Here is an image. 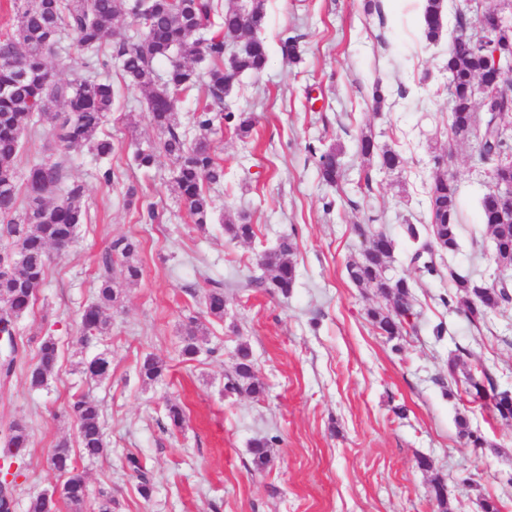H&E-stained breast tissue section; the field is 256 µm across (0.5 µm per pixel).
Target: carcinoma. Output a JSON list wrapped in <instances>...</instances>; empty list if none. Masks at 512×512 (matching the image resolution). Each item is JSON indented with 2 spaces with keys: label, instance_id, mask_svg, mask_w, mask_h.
Returning a JSON list of instances; mask_svg holds the SVG:
<instances>
[{
  "label": "carcinoma",
  "instance_id": "carcinoma-1",
  "mask_svg": "<svg viewBox=\"0 0 512 512\" xmlns=\"http://www.w3.org/2000/svg\"><path fill=\"white\" fill-rule=\"evenodd\" d=\"M16 10L17 23L12 33L0 38V261L14 258L8 273L0 272V321H18L34 306L45 281L48 248L67 246L75 240L85 217L84 187L68 185L55 198L36 193V186L48 182L59 189L64 178V160L33 162L24 177H19L22 137L28 127L48 123L62 148L87 145L99 161L112 156V140L98 137L107 114L112 111L115 90L112 81L101 78V72L121 61V78L126 87L145 93L149 120L160 133L159 147L136 148L134 161L140 167L155 164L157 150L175 162L174 182L179 197L193 223L203 228L210 223L213 208L205 186L224 181V167L211 145L210 134L215 122H235L238 134L247 137L256 121L252 114L225 112L224 98L230 94L243 74L260 75L267 67L269 55L257 33L264 27V0H252L248 6H230L221 21H215L214 0H10ZM131 18L138 27L136 37L115 38L114 20ZM459 28L486 24L498 26V18L484 14L482 5H473V13L456 17ZM423 38L430 44L442 39L444 30L443 0H425ZM74 34L81 50L80 62L73 78L60 81L48 68L46 54L61 43V35ZM282 55L296 60L300 56V36L285 35L281 41ZM489 42L479 38L473 42L454 40L448 47L444 69L450 88L448 133L455 140L472 137L471 114L476 106L475 89L481 81H500L501 75L488 62ZM207 60L205 73L198 72L189 61ZM167 64L166 76L159 79L155 64ZM197 89L212 99L193 116L197 138L190 142L174 122L180 98ZM499 113L486 115L482 132L475 138L478 159L490 163L493 183L512 185V164L500 161V155L512 153V142H502L497 134ZM360 156L377 159L387 170L403 165L401 154L391 148H380L372 137L359 139ZM342 150L331 146L320 152L317 160L320 176L328 186L340 188ZM437 170L428 186L429 222L417 227L406 225L407 236L417 244L413 260L437 252L453 255L459 248L460 218L457 206L458 184L442 170L443 159L435 158ZM481 220L494 242V260L504 267L512 266V197L488 191L481 202ZM359 234L371 240L361 257L347 263L351 282L358 288H372L386 301V306L368 312L371 324L380 334L392 339L402 335L404 324L413 314L411 284L405 278L392 279L385 270L393 259L394 240L383 232L358 228ZM224 233L232 240H248L254 236L247 216L224 224ZM139 243L129 238L112 242L103 261L94 300L79 316V339L88 343L103 335L112 326L109 310L120 294V282L112 276L113 263L120 266L125 282L139 279L141 269L135 262ZM293 244L282 240L277 247L259 255V264L269 276L257 278L259 287L272 288L286 295L295 286L296 268L289 259ZM453 291L448 306L464 314L473 328L480 332L491 314L512 303L506 288H494L483 279L461 276L448 269ZM205 313L224 318V288L215 283L205 296ZM198 318L190 317L180 355L194 359L199 352ZM58 341L49 336L37 344L36 361L29 367L28 381L32 388L47 387L55 377L60 362ZM112 360L105 352L85 363L84 373L92 380L108 378ZM164 364L152 355L139 365L140 377L149 382L158 380ZM465 393L491 394L494 414L512 420V397L497 392L494 378L481 363L466 375ZM230 389L258 394L262 386L255 380L249 348L240 345L231 378ZM64 412L75 422L77 447L89 458L107 452L101 424V410L86 396L70 401ZM458 433L475 448L485 445L484 438L470 429L466 419L457 421ZM30 446L26 425L14 422L9 427L0 454L12 458L22 456ZM253 463L261 469L271 462L268 443L256 441L252 448ZM51 468L63 477L64 493L55 498L44 489L33 495L30 512H59V502L72 509L82 507L87 497V482L66 442L52 449ZM128 467L139 479L140 494L149 498L153 484L140 459L126 456ZM431 492L440 512H451L446 485L436 480Z\"/></svg>",
  "mask_w": 512,
  "mask_h": 512
}]
</instances>
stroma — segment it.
I'll return each mask as SVG.
<instances>
[{
  "label": "stroma",
  "mask_w": 512,
  "mask_h": 512,
  "mask_svg": "<svg viewBox=\"0 0 512 512\" xmlns=\"http://www.w3.org/2000/svg\"><path fill=\"white\" fill-rule=\"evenodd\" d=\"M463 5L445 0L444 34L432 45L418 34L414 0H385L380 16L366 13L364 0H265L259 36L268 68L258 78L242 76L225 99L230 111L253 113L256 125L245 138L230 123L211 134L224 181L208 188L214 215L203 229L178 199L172 159L159 155L149 169L133 159L136 148L159 141L142 92L123 88L100 130L114 144L112 185L99 179L89 147L62 154L48 124L26 131L19 168L64 158L66 182L85 188L86 214L72 246L51 253L37 304L16 325L25 351L10 379L0 381V434L15 421L30 432L11 512H29L34 493L57 482L48 456L59 442L76 440L64 412L75 394L99 403L110 448L108 456L77 459L88 483L83 512H96L102 490L112 496V512H439L430 495L436 479L446 484L453 512H482L492 497L512 512V421L449 383L447 371L449 358L465 348L489 369L498 391L512 392V307L475 333L462 313L449 310L447 278L412 263L415 245L405 234L406 225L427 223L434 159L444 157L459 184L463 229L458 251L436 257V265L488 282L512 279V267L496 265L481 221L490 166L478 161L472 142L448 138L444 62ZM286 34L300 35V61L282 56ZM377 82L385 100L376 109ZM364 133L399 151L403 167H367L357 151ZM336 144L343 150L339 192L321 181L315 156ZM150 206L157 213L151 223L144 218ZM243 213L256 236L230 240L224 221ZM360 224L394 239L388 273L413 285V314L392 340L367 317L383 298L346 275L347 261L366 245ZM122 237L141 243V276L123 286L110 332L80 344L79 314L94 296L103 254ZM284 238L294 245L292 292L251 287L261 274L257 256ZM215 282L224 285L220 321L203 314ZM191 316L202 325L201 350L186 361L180 346ZM48 336L61 347L59 369L48 388L34 390L28 369ZM242 344L265 388L257 397L225 390ZM103 351L112 372L90 380L84 365ZM149 354L166 365L151 383L138 374ZM170 403L184 411L181 430L167 427ZM461 416L486 447L460 440ZM257 440L270 447L272 462L263 470L253 464ZM129 454L152 478L150 498L125 466ZM422 456L429 469L418 467Z\"/></svg>",
  "instance_id": "35a3bbf8"
}]
</instances>
